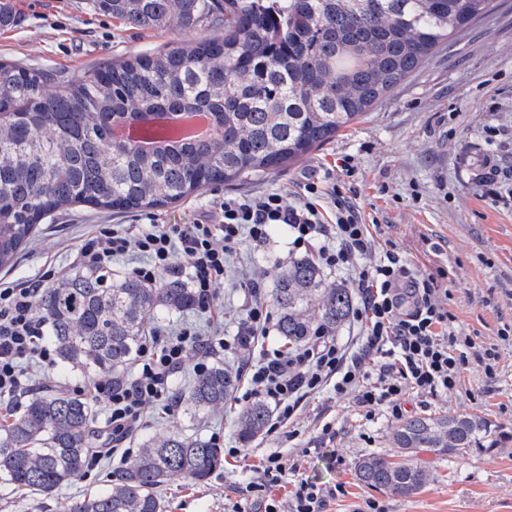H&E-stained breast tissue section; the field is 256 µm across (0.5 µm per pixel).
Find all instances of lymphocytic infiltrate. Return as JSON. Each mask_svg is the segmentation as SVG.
Returning <instances> with one entry per match:
<instances>
[{
  "instance_id": "1",
  "label": "lymphocytic infiltrate",
  "mask_w": 512,
  "mask_h": 512,
  "mask_svg": "<svg viewBox=\"0 0 512 512\" xmlns=\"http://www.w3.org/2000/svg\"><path fill=\"white\" fill-rule=\"evenodd\" d=\"M337 174L353 176L349 160H342ZM334 175L305 176L303 200L295 205L288 204L281 192L267 190L224 198L212 212L170 224L95 225L71 254L69 267L107 276L115 261L129 257V275L145 285H158L167 275L177 274L191 288L195 310L209 318L219 313L216 299L236 248L245 241L266 245L277 226L288 235L290 253H311L331 273L351 271V286L360 298L352 318L365 338L360 356L347 357L334 336L319 327L301 345L261 349L258 360L244 371L246 382L238 402L270 405L275 413L271 431L288 428L292 439L298 435L294 425L303 398L325 384H332L339 395L358 391L365 406L388 405L397 416L407 392L435 395L456 389L470 361L493 371L492 353L478 351L470 337L457 334L436 274L417 271L393 248L375 264H365L373 236L355 204L339 196ZM324 194L334 198L329 219L316 203ZM179 253L186 257V266L175 264ZM57 278V271L49 269L24 283L0 281V402L37 390L23 369L25 363L50 367L56 362L37 302ZM243 295L245 318L237 336H204L191 326L164 338L153 333L136 354L132 378L102 377L79 386L80 394L105 401L113 443L125 441L138 428L148 406L174 410L171 381L186 362H193L201 373L218 353L238 351L269 337L272 311L258 290L247 287ZM257 471L259 481L242 488L243 499L232 503L231 512H284L281 501L271 494L286 471L281 457H263Z\"/></svg>"
}]
</instances>
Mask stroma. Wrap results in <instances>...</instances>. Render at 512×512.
Segmentation results:
<instances>
[{"mask_svg":"<svg viewBox=\"0 0 512 512\" xmlns=\"http://www.w3.org/2000/svg\"><path fill=\"white\" fill-rule=\"evenodd\" d=\"M498 6L442 48L432 60L397 87L379 108L353 123L293 165L241 183L207 187L167 206L112 213L81 205L45 219L14 264L0 278H38L48 265L67 269L69 255L95 224H143L210 209L213 202L238 195L283 189L295 202L302 175L332 167L349 155L357 169L346 179L348 198L365 223L376 225V262L395 244L414 268L443 271L448 311L460 335L494 349V375L479 362L462 372L458 389L437 396L406 394L402 415L388 407L363 406L357 393L338 397L332 390L308 397L297 418L299 435L263 433L240 442L233 422L235 401L207 411L180 403L174 413L162 407L146 411L143 426L125 449L104 455L91 474L44 498L0 485V512H67L79 499L108 484L126 453H138L142 440L163 431L221 439L239 449L224 467L201 483L171 477L159 490L167 512H224L231 484L256 480L261 457L278 454L298 463L302 476L323 487L340 486L329 512H365L369 502L383 512H512V206L479 197L484 156L500 168L503 192L512 191V147L493 143L494 128L512 126V0ZM16 20L0 28V60L78 76L112 60L151 55L187 40L212 34L208 26L185 33L176 29L137 30L93 8L92 0H12ZM288 244L283 228H274L266 246L242 245L230 280L220 295L224 332L234 335L243 323L240 283L258 284L269 296L283 267ZM476 414L499 434L493 448L440 456L419 452L430 481L413 496H394L357 482L356 462L370 454L392 456V435L400 419L417 415ZM330 434H323V425Z\"/></svg>","mask_w":512,"mask_h":512,"instance_id":"35a3bbf8","label":"stroma"}]
</instances>
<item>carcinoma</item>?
<instances>
[{
  "label": "carcinoma",
  "instance_id": "1",
  "mask_svg": "<svg viewBox=\"0 0 512 512\" xmlns=\"http://www.w3.org/2000/svg\"><path fill=\"white\" fill-rule=\"evenodd\" d=\"M133 29L207 24L210 38L99 67L60 80L48 71L0 61V268L52 212L88 204L117 213L163 207L204 188L283 168L374 111L406 78L494 0H93ZM61 88L50 92L49 83ZM205 113L221 130L209 142L175 143L150 130L152 149L118 143L117 124H151L171 112ZM272 299L277 331L290 344L316 327L335 333L353 297L316 264L281 269ZM193 308L177 275L150 287L126 276L104 286L75 273L50 284L37 304L56 364L87 377L112 375L136 355L145 322L158 312ZM240 373L216 364L195 376L194 408L224 405ZM97 409L67 392L29 399L0 424V482L42 497L82 475ZM260 401L235 420L248 442L268 426ZM498 438L477 415L415 416L393 437L402 462L368 455L356 462L364 486L410 496L428 482L414 462L422 449L450 455L492 448ZM224 468V449L177 434L144 441L108 487L71 512H166L158 489L173 475L203 481Z\"/></svg>",
  "mask_w": 512,
  "mask_h": 512
}]
</instances>
